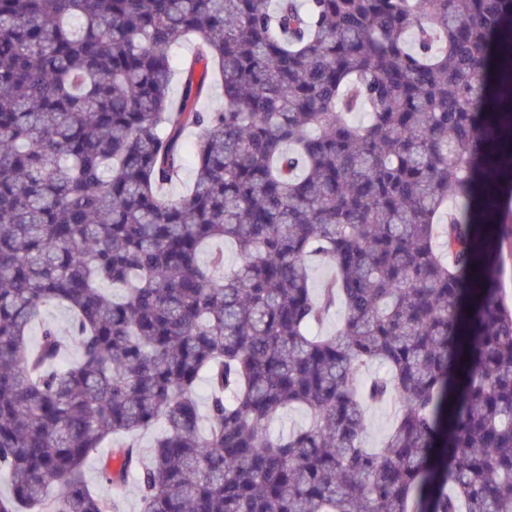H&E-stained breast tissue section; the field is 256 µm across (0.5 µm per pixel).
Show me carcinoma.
<instances>
[{"label": "carcinoma", "instance_id": "obj_1", "mask_svg": "<svg viewBox=\"0 0 512 512\" xmlns=\"http://www.w3.org/2000/svg\"><path fill=\"white\" fill-rule=\"evenodd\" d=\"M495 82L512 0H0V512H120L83 474L108 439L141 512H512ZM293 407L307 424L271 432ZM198 107L203 110L224 108V93L217 67H213L208 74L205 89L198 101ZM367 430L363 442L367 446H377L389 432L395 415L393 402L379 403L367 408Z\"/></svg>", "mask_w": 512, "mask_h": 512}]
</instances>
